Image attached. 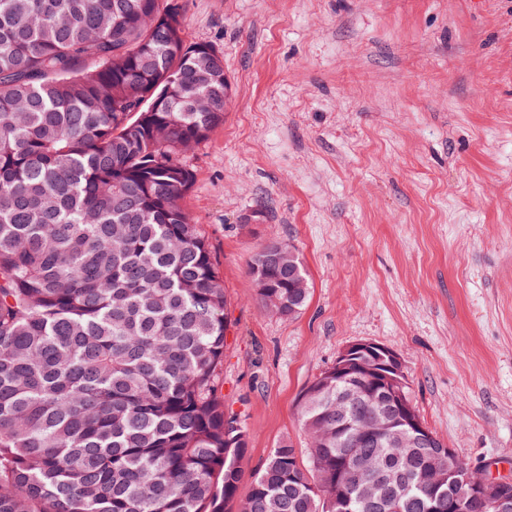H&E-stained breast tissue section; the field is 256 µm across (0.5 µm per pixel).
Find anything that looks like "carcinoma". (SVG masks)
<instances>
[{"label":"carcinoma","instance_id":"carcinoma-1","mask_svg":"<svg viewBox=\"0 0 512 512\" xmlns=\"http://www.w3.org/2000/svg\"><path fill=\"white\" fill-rule=\"evenodd\" d=\"M175 0H0V512H372L347 382L300 399L307 463L284 442L232 509L249 451L219 374L230 321L185 157L224 125V64L184 39ZM291 318L310 280L274 242L249 265ZM300 281L306 287L298 288ZM403 458L400 512L464 494L470 463Z\"/></svg>","mask_w":512,"mask_h":512}]
</instances>
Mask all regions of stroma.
I'll return each instance as SVG.
<instances>
[{
    "label": "stroma",
    "mask_w": 512,
    "mask_h": 512,
    "mask_svg": "<svg viewBox=\"0 0 512 512\" xmlns=\"http://www.w3.org/2000/svg\"><path fill=\"white\" fill-rule=\"evenodd\" d=\"M179 3L232 94L185 206L228 299L238 498L279 442L305 458L300 398L361 340L399 355L449 448L512 474V0ZM272 242L309 274L292 318L248 274Z\"/></svg>",
    "instance_id": "1"
}]
</instances>
